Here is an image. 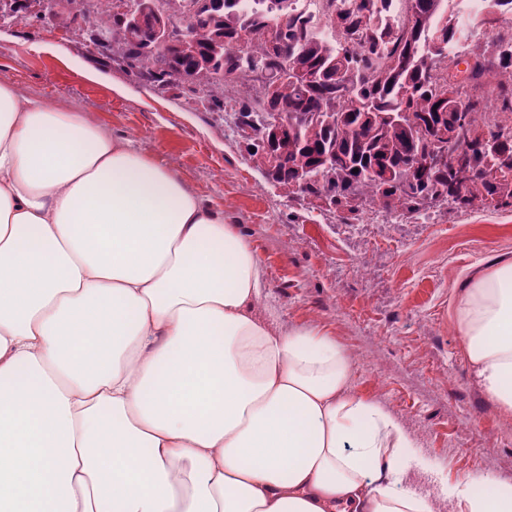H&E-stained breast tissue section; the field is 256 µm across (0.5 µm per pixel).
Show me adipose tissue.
Wrapping results in <instances>:
<instances>
[{"mask_svg":"<svg viewBox=\"0 0 512 512\" xmlns=\"http://www.w3.org/2000/svg\"><path fill=\"white\" fill-rule=\"evenodd\" d=\"M221 210L81 113L0 81V512H435L382 483L413 442L325 333L259 311ZM512 412V261L454 311ZM462 495L512 512V483Z\"/></svg>","mask_w":512,"mask_h":512,"instance_id":"ef3b65f1","label":"adipose tissue"}]
</instances>
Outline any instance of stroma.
<instances>
[{
  "label": "stroma",
  "instance_id": "1",
  "mask_svg": "<svg viewBox=\"0 0 512 512\" xmlns=\"http://www.w3.org/2000/svg\"><path fill=\"white\" fill-rule=\"evenodd\" d=\"M94 68L100 80L84 72ZM0 78L19 95L79 112L175 170L224 212L264 268V306L281 327L325 329L351 359V388L410 434L422 466L401 489L440 498L442 481L512 483V420L476 383L453 313L468 277L512 259V207L475 206L387 223L314 210L269 181L239 142L232 110L188 103L187 82L162 90L88 40L84 21L46 17L0 31Z\"/></svg>",
  "mask_w": 512,
  "mask_h": 512
}]
</instances>
